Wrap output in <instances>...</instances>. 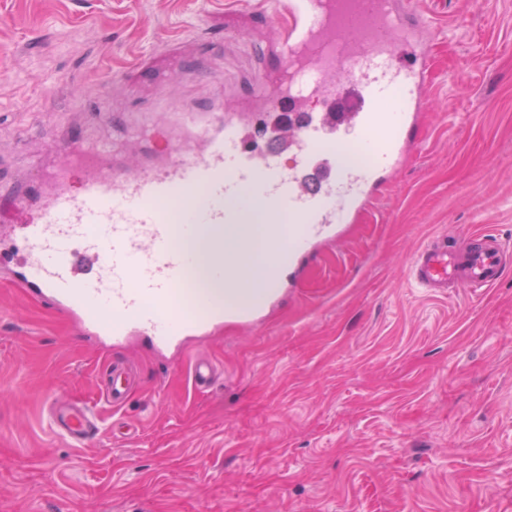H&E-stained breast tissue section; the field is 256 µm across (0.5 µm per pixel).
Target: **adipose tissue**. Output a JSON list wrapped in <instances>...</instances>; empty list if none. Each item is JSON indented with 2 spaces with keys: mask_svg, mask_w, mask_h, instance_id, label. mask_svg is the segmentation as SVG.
Returning a JSON list of instances; mask_svg holds the SVG:
<instances>
[{
  "mask_svg": "<svg viewBox=\"0 0 512 512\" xmlns=\"http://www.w3.org/2000/svg\"><path fill=\"white\" fill-rule=\"evenodd\" d=\"M270 217L266 205L262 201H254L248 212V222L243 228L226 230L225 246H232L236 241H245L250 251L247 281L243 287L237 288L236 297L245 303H252L264 292L269 282V268L272 255L266 243L263 227L269 224Z\"/></svg>",
  "mask_w": 512,
  "mask_h": 512,
  "instance_id": "1",
  "label": "adipose tissue"
}]
</instances>
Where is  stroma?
<instances>
[{
    "instance_id": "obj_1",
    "label": "stroma",
    "mask_w": 512,
    "mask_h": 512,
    "mask_svg": "<svg viewBox=\"0 0 512 512\" xmlns=\"http://www.w3.org/2000/svg\"><path fill=\"white\" fill-rule=\"evenodd\" d=\"M435 35L424 146L257 323H224L159 354L97 346L0 271V512H512V270L473 297L416 287L410 261L457 230L512 243V0H416ZM181 41L170 84L137 77L94 120L97 92ZM0 181L30 188L59 135L112 161L162 155L167 112L223 100L244 143L293 156L255 100L278 66L266 0H0ZM216 367L198 390L193 359ZM122 360L128 401L102 403ZM99 406L76 448L52 401Z\"/></svg>"
}]
</instances>
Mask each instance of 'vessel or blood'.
Wrapping results in <instances>:
<instances>
[{"mask_svg": "<svg viewBox=\"0 0 512 512\" xmlns=\"http://www.w3.org/2000/svg\"><path fill=\"white\" fill-rule=\"evenodd\" d=\"M276 19L283 62L270 83V102L294 121L295 164L245 150L238 119L213 122L197 112L179 116L193 143L170 144L160 167L116 169L109 151L62 142L63 164L41 176L43 193L6 197L28 215L17 253H0V269L16 287L73 315L85 335L114 345L136 335L163 351L224 320L258 319L269 295L242 309L223 290L246 264L245 251H225V228L241 224L249 201L259 198L275 218L288 215L294 229L274 267L311 255L369 202L379 175L421 145L430 65L425 22L410 2L283 0ZM329 50L343 66L321 64ZM343 128L365 162L328 160L327 148L338 145ZM75 168L84 173L76 194L67 186ZM203 231L213 241L200 278L189 243ZM511 266L512 246L480 232L462 249L442 240L422 247L411 274L429 293L474 295L495 286ZM134 383L128 367L113 364L104 379L105 403L122 406ZM48 418L56 435L77 445L100 430L97 411L86 404L53 405Z\"/></svg>", "mask_w": 512, "mask_h": 512, "instance_id": "vessel-or-blood-1", "label": "vessel or blood"}]
</instances>
